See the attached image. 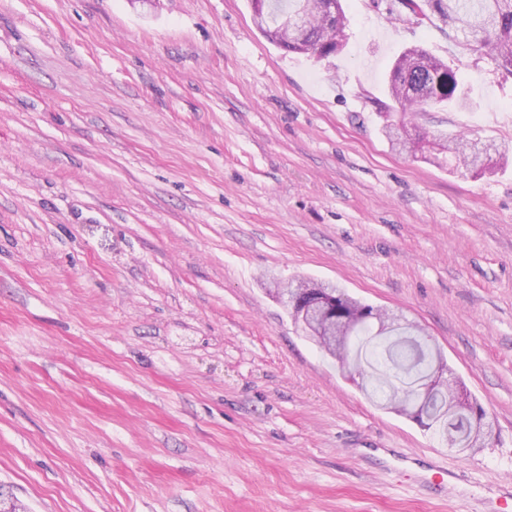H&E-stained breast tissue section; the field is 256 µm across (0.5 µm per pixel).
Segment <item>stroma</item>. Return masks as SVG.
Returning <instances> with one entry per match:
<instances>
[{
  "label": "stroma",
  "instance_id": "35a3bbf8",
  "mask_svg": "<svg viewBox=\"0 0 512 512\" xmlns=\"http://www.w3.org/2000/svg\"><path fill=\"white\" fill-rule=\"evenodd\" d=\"M284 54L250 0H0V496L18 512H483L512 484V163L392 150L372 103L420 45L469 106L395 111L512 150V76L343 0ZM403 313L493 420L474 456L375 406L278 289ZM408 448L468 471L441 501ZM272 12L269 15L266 29L260 24L258 29L271 43L276 45L279 49L292 52L296 48L286 44V32L282 31V27L278 25V19L288 12V14L295 8L296 4H303L307 12L313 16L311 27L308 31L304 44L318 55V59L328 58L336 54L337 39L345 42L346 34V17L344 10L339 5V12L336 19L333 18L329 22L326 16L322 13V0H272ZM270 22V24H269ZM328 28L331 30L329 31Z\"/></svg>",
  "mask_w": 512,
  "mask_h": 512
}]
</instances>
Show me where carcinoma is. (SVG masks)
Segmentation results:
<instances>
[{
    "mask_svg": "<svg viewBox=\"0 0 512 512\" xmlns=\"http://www.w3.org/2000/svg\"><path fill=\"white\" fill-rule=\"evenodd\" d=\"M313 16L304 44L327 58L336 53L337 41L346 39L344 10L329 20L323 16L321 0H275L269 24L260 32L282 51H291L286 32L278 19L297 4ZM404 9L428 21L444 36L453 38L465 50L490 55L498 63L512 65V0H399ZM389 100L373 99L380 111L393 108L443 110L465 108L468 98L457 72L421 47L407 48L396 58L388 79ZM385 136L391 146L413 155L437 150L448 153V166L462 168L476 176L494 171L492 159L474 167L472 142L462 137L448 138L439 133L433 138L412 133L406 122L386 125ZM332 315L336 322L322 320L323 327H336L348 336L346 344L327 354L342 368L356 370L366 379L365 391L389 409L412 413L423 382L435 364L443 363L440 352H432L415 337L417 327L395 320L382 310L350 298L343 289L333 287ZM426 414L425 427L436 429L453 441L462 453H474L484 445L481 421L489 420L484 408L474 401L464 410L456 404L450 387L439 390L420 406Z\"/></svg>",
    "mask_w": 512,
    "mask_h": 512,
    "instance_id": "1",
    "label": "carcinoma"
}]
</instances>
